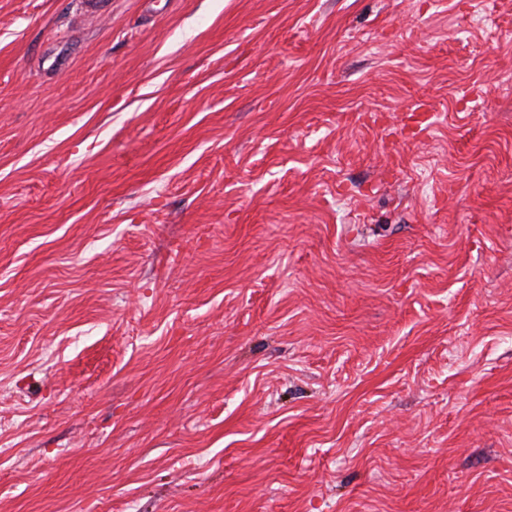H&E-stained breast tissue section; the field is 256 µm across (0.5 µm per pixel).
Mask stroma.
<instances>
[{
  "label": "stroma",
  "instance_id": "obj_1",
  "mask_svg": "<svg viewBox=\"0 0 512 512\" xmlns=\"http://www.w3.org/2000/svg\"><path fill=\"white\" fill-rule=\"evenodd\" d=\"M0 512H512V0H0Z\"/></svg>",
  "mask_w": 512,
  "mask_h": 512
}]
</instances>
